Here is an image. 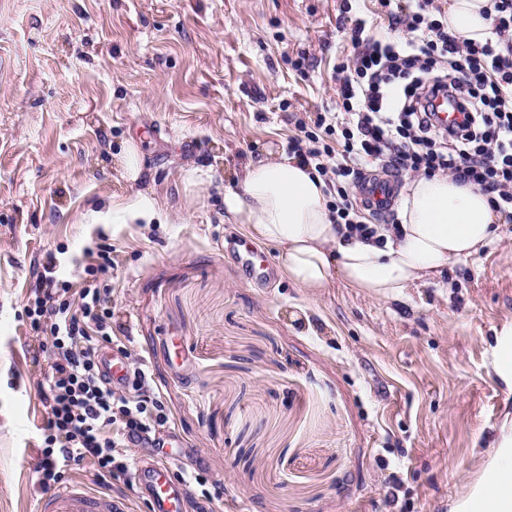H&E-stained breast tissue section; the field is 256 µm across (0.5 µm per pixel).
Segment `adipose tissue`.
Wrapping results in <instances>:
<instances>
[{
  "label": "adipose tissue",
  "mask_w": 512,
  "mask_h": 512,
  "mask_svg": "<svg viewBox=\"0 0 512 512\" xmlns=\"http://www.w3.org/2000/svg\"><path fill=\"white\" fill-rule=\"evenodd\" d=\"M492 15V0H448L445 22L459 42H481ZM328 201L314 167L282 154L244 166L224 193V218L254 242L280 248L281 271L299 286L320 292L340 282L379 300L436 280L449 263L479 254L498 230L489 195L444 174L407 180L397 197L399 226L385 231L382 244L348 236ZM485 455L484 480L450 512H470L478 498L490 512H512V417Z\"/></svg>",
  "instance_id": "ef3b65f1"
}]
</instances>
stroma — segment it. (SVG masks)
<instances>
[{
    "label": "stroma",
    "mask_w": 512,
    "mask_h": 512,
    "mask_svg": "<svg viewBox=\"0 0 512 512\" xmlns=\"http://www.w3.org/2000/svg\"><path fill=\"white\" fill-rule=\"evenodd\" d=\"M403 40L379 0H0V512H35L39 383L24 308L34 266L81 284L111 248L128 367L146 361L178 446L187 512H448L512 413L493 350L512 324V219L441 279L377 300L321 293L232 251L224 192L287 152L297 120L338 109L344 28ZM304 59V69L293 66ZM142 157L123 175V148ZM194 166L211 185L186 190ZM165 224H116L128 195Z\"/></svg>",
    "instance_id": "stroma-1"
}]
</instances>
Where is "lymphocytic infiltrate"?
<instances>
[{
    "mask_svg": "<svg viewBox=\"0 0 512 512\" xmlns=\"http://www.w3.org/2000/svg\"><path fill=\"white\" fill-rule=\"evenodd\" d=\"M431 0H417L402 19L409 37L382 41L350 27L358 55L340 86L339 112L298 122L288 151L325 177L335 223L363 240L377 225L350 199L373 164L397 174L447 172L491 194L497 211L512 218V0H494L491 34L460 44L442 22L427 18ZM457 116L442 125L437 99ZM109 252L90 257L82 287L62 278L54 260L37 269L26 317L34 354L51 364L39 384L47 409L38 482L62 483L70 464L91 461L101 478L130 470L125 448L155 447V433L170 423L147 364L112 383L101 353L114 328L107 289L93 278L111 267Z\"/></svg>",
    "mask_w": 512,
    "mask_h": 512,
    "instance_id": "1",
    "label": "lymphocytic infiltrate"
}]
</instances>
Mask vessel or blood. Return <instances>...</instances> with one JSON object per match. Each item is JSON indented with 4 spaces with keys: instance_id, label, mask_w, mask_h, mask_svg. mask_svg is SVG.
I'll return each mask as SVG.
<instances>
[{
    "instance_id": "1",
    "label": "vessel or blood",
    "mask_w": 512,
    "mask_h": 512,
    "mask_svg": "<svg viewBox=\"0 0 512 512\" xmlns=\"http://www.w3.org/2000/svg\"><path fill=\"white\" fill-rule=\"evenodd\" d=\"M361 193L372 210L386 211L392 199V182L385 177L368 178L361 185ZM134 476L144 489L152 512H185L188 486L173 478L168 458L139 461ZM38 512H128V507L125 499L90 491L74 480L45 496Z\"/></svg>"
}]
</instances>
